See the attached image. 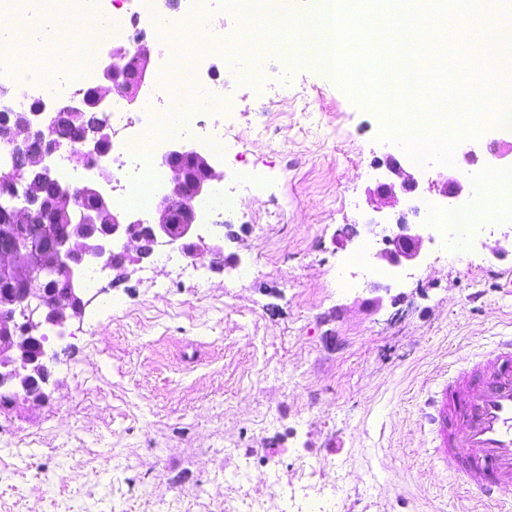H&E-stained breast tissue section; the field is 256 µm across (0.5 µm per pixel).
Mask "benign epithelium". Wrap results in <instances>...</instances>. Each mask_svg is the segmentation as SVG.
<instances>
[{
  "label": "benign epithelium",
  "instance_id": "7a95c632",
  "mask_svg": "<svg viewBox=\"0 0 512 512\" xmlns=\"http://www.w3.org/2000/svg\"><path fill=\"white\" fill-rule=\"evenodd\" d=\"M151 54L143 48L132 55L123 46L112 47L110 61L101 68L100 83L134 100L150 75ZM104 110L105 100L95 94L94 104L78 99L46 110L16 112L0 120V145L19 144L12 180L0 192L18 201L0 222V406L38 405L47 397L52 376L44 343L48 332L64 335L68 322L82 316L87 305L79 271L90 259L107 267H119L129 249L135 260L150 257L163 242L174 241L186 251L223 256L224 241L207 243L197 234L192 200L206 193L224 171L201 147L177 141L162 156L172 173L168 192L148 219L132 220L112 210L109 200L94 183L73 187L55 182L52 200L44 202L38 187L24 185L25 172L37 169L51 176L50 161L60 147L56 129L72 122L89 107ZM111 133L101 124L84 131L76 140V157L102 158ZM386 181L374 192L375 210L398 202V194L433 195L457 200L463 185L453 173L423 179L419 171L392 155L385 162ZM181 224L179 235L171 225ZM401 234L387 240L375 258L390 268L417 265L424 237L417 224L397 222Z\"/></svg>",
  "mask_w": 512,
  "mask_h": 512
}]
</instances>
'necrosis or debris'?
<instances>
[{
  "label": "necrosis or debris",
  "instance_id": "necrosis-or-debris-1",
  "mask_svg": "<svg viewBox=\"0 0 512 512\" xmlns=\"http://www.w3.org/2000/svg\"><path fill=\"white\" fill-rule=\"evenodd\" d=\"M127 0H66V9L75 15L88 12L110 17L112 37L129 51L150 44L159 73L137 109H130L125 97L114 95L106 101L103 114L112 131V146L104 158L111 177L108 181L112 206L148 214L155 198L166 187L170 174L159 164V156L176 140L192 137L207 140L213 155L242 161L245 139L268 140L270 124L239 131L233 123L207 122L204 113L226 102V84L215 68L220 59H232L231 36L220 29L210 30L192 57L190 71L172 63L178 34L189 33L195 24L210 21L225 9V0H189L182 15L168 10L167 0H128L129 13H122ZM50 56L22 58L0 51V89L8 91V105L16 112H26L35 103L51 104L74 98L96 89V72L74 63L62 76L42 80L41 72L54 69Z\"/></svg>",
  "mask_w": 512,
  "mask_h": 512
}]
</instances>
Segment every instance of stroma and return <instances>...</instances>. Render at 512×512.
<instances>
[{
	"mask_svg": "<svg viewBox=\"0 0 512 512\" xmlns=\"http://www.w3.org/2000/svg\"><path fill=\"white\" fill-rule=\"evenodd\" d=\"M291 56L268 97L306 93L310 119L269 118L229 76L227 111L247 127L244 197L225 254L201 278L145 260L107 271L104 296L50 340L51 395L0 408V512H296L284 489L313 485L325 512H512V489L484 503L436 465L419 408L457 359L512 332V223L484 224L463 256L425 229L423 261L389 279L336 284V266L373 226L367 191L397 146L378 112L357 105L302 44L315 0H295ZM474 163L453 169L492 197L490 127Z\"/></svg>",
	"mask_w": 512,
	"mask_h": 512,
	"instance_id": "stroma-1",
	"label": "stroma"
}]
</instances>
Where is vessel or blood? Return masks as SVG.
<instances>
[{
    "mask_svg": "<svg viewBox=\"0 0 512 512\" xmlns=\"http://www.w3.org/2000/svg\"><path fill=\"white\" fill-rule=\"evenodd\" d=\"M434 458L486 503L512 486V335L465 360L421 408Z\"/></svg>",
    "mask_w": 512,
    "mask_h": 512,
    "instance_id": "b4317fda",
    "label": "vessel or blood"
}]
</instances>
